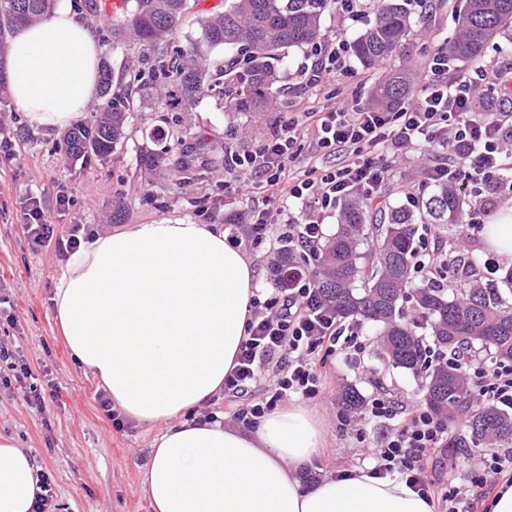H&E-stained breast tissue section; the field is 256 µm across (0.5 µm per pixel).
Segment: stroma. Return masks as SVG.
<instances>
[{"mask_svg": "<svg viewBox=\"0 0 512 512\" xmlns=\"http://www.w3.org/2000/svg\"><path fill=\"white\" fill-rule=\"evenodd\" d=\"M464 0H431L428 12L412 13L413 29L405 57H392L373 68L350 59V71L306 88L301 97L283 93L269 112H228L216 95L198 99L189 112H155L135 103L127 122L128 136L107 162L64 164L57 146L60 129L34 127L14 104L4 117L11 152L0 153V342L19 351L37 383L49 391L43 408L28 406L18 386L0 385V436L28 448L42 472L49 475L59 512H152L142 491L151 444L160 425L127 422L116 430L101 409L99 391L91 376L70 359L55 320L51 298L68 261L55 245L33 249L23 233L28 198L40 200L48 223L65 232L80 226L83 235L116 231L134 224L189 222L222 227L231 243L250 257L258 288L272 287L268 265L249 234L227 223V216L268 206L279 210L280 200L233 195L224 184L223 169L210 163L211 147L224 144L238 151L257 147L271 126L298 112H315L344 99L362 107L371 103L374 84L391 68L408 62L414 78H421L431 55L443 48L456 27L455 16ZM374 14L363 0L355 18L343 21L336 8L323 14V30L346 42L372 25ZM162 132L167 155L153 175L139 164L141 148L152 147L154 132ZM197 156V171L182 180L176 161L184 148ZM69 196L68 207L56 205ZM469 229L460 251L475 264L483 282L499 287L506 264L483 245V226ZM361 355H335L332 368L340 385H353L363 398L387 389L398 401H421L420 381L412 373L385 365L378 355V339L364 331ZM324 428L325 446L311 466L316 477L341 471V458H362L391 431L389 422L370 420L361 429H338L340 405L335 394L313 399L295 398Z\"/></svg>", "mask_w": 512, "mask_h": 512, "instance_id": "obj_1", "label": "stroma"}]
</instances>
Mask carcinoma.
<instances>
[{"mask_svg": "<svg viewBox=\"0 0 512 512\" xmlns=\"http://www.w3.org/2000/svg\"><path fill=\"white\" fill-rule=\"evenodd\" d=\"M57 0H0V96L8 95L7 55L12 35L41 20ZM329 0H224V7L198 22L199 33L179 41L188 0H123L99 41L121 45L140 61L114 74L103 62L99 103L91 119L63 132L60 151L69 162L106 160L127 138L133 93L171 86L177 94L164 111L188 112L200 96L215 91L228 112H267L276 104L281 59L324 38L321 16ZM375 21L357 37L353 55L374 66L403 51L412 27L401 0H372ZM457 32L448 56L480 59L484 45L512 28V0H465L456 15ZM237 54L212 70L205 49ZM410 70L388 74L372 92L376 108L393 109L410 94ZM474 212L457 184L436 186L417 206H390L372 212L353 194L339 213L336 231L315 253L312 275L320 303L343 321L371 324L379 331L380 354L389 366L421 377L426 406L448 424L465 428L469 444L512 447V411L495 403L471 402L460 355L483 352L490 365H512V268L503 287L484 288L470 265L442 269L448 287L416 282L419 228H439V246L452 251L465 238L464 219ZM295 268L294 252L280 246L270 273L282 288ZM413 302L416 319L404 304Z\"/></svg>", "mask_w": 512, "mask_h": 512, "instance_id": "carcinoma-1", "label": "carcinoma"}]
</instances>
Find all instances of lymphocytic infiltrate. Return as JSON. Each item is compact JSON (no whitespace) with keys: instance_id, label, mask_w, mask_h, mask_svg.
Here are the masks:
<instances>
[{"instance_id":"f902f5d3","label":"lymphocytic infiltrate","mask_w":512,"mask_h":512,"mask_svg":"<svg viewBox=\"0 0 512 512\" xmlns=\"http://www.w3.org/2000/svg\"><path fill=\"white\" fill-rule=\"evenodd\" d=\"M349 46L343 39H327L311 48L313 60L305 66L307 85L316 86L347 67ZM493 100L512 102V81L492 69L490 76L472 77L450 72L448 53L431 58L422 86L408 107L384 112L341 102L324 112H302L275 125L251 153L224 152V172L236 191L248 195L253 179H261L270 194L302 201L299 213H288L277 229H269L266 214L254 210L250 222L256 242L273 240L310 253L323 238L329 214L351 194L371 198L394 175L396 161L413 148L449 150L453 163L435 162L425 168L426 181L457 182L474 193L481 208L493 207L497 195L512 191V112L502 110L478 118L473 102L478 90ZM311 140L318 151L339 155L331 167L294 168L297 145ZM23 232L34 246L55 244L59 253H74L82 238L79 227L56 235L43 218L40 202H32ZM360 325L339 324L318 301L311 278L297 269L287 287L258 292L236 364L224 378L225 396L238 399L233 422L254 427L257 420L287 404L292 396L310 399L332 385L335 374L327 359L336 352L361 353ZM270 378L264 397L247 399L258 379ZM471 394L480 401L512 405V369L487 366L469 371ZM372 418L395 421L396 430L372 453L378 475L400 472L421 495L436 500L442 512H477L496 489L512 484V448L485 451L463 483L440 490L432 474L435 457L448 442V428L433 413L416 404L396 402L380 395L367 403Z\"/></svg>"}]
</instances>
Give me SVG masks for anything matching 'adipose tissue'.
<instances>
[{"instance_id":"ef3b65f1","label":"adipose tissue","mask_w":512,"mask_h":512,"mask_svg":"<svg viewBox=\"0 0 512 512\" xmlns=\"http://www.w3.org/2000/svg\"><path fill=\"white\" fill-rule=\"evenodd\" d=\"M101 52L90 25L55 8L13 41L14 104L34 126L78 121L96 95ZM256 291L250 260L223 231L166 222L96 235L56 285L70 356L113 408L162 427L143 482L154 512H434L397 473L365 467L303 483L323 443L305 408L250 429L201 421L235 364ZM38 490L28 449L0 439V512H32Z\"/></svg>"}]
</instances>
